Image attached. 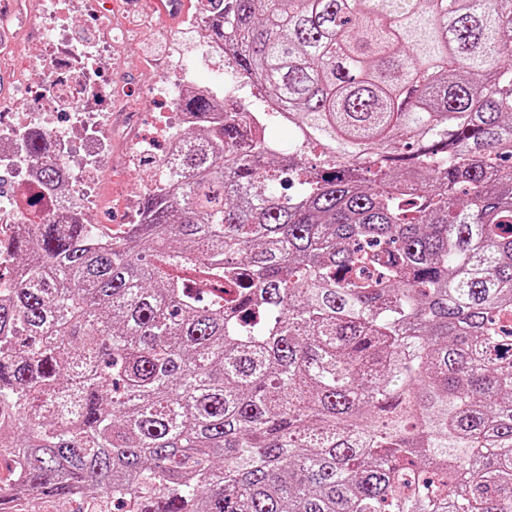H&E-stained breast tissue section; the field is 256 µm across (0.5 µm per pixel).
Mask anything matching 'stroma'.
<instances>
[{
  "label": "stroma",
  "mask_w": 512,
  "mask_h": 512,
  "mask_svg": "<svg viewBox=\"0 0 512 512\" xmlns=\"http://www.w3.org/2000/svg\"><path fill=\"white\" fill-rule=\"evenodd\" d=\"M20 8L10 28V54L0 57V98L11 101L21 110H35L41 100L36 92L22 89L15 66L17 58L35 53L36 26L30 21L29 0H18ZM99 10H78L70 22L74 36L86 40L102 36L110 30H120L124 39L112 44V79L119 91L111 110L102 113L101 124L110 130L112 142L107 159L99 166L92 198L87 206V218L93 224H122L127 219L130 202L141 201L150 184L153 170L140 162L135 143L150 134L157 113L165 111L162 101L153 98L148 88L154 81L149 69L153 58L150 46H161L160 60L177 64L180 59L193 56L198 44V33L187 19L169 16L166 27L176 29L177 42L166 41L155 31L147 10L127 9L126 0H98Z\"/></svg>",
  "instance_id": "1"
}]
</instances>
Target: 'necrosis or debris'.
Masks as SVG:
<instances>
[{
	"label": "necrosis or debris",
	"mask_w": 512,
	"mask_h": 512,
	"mask_svg": "<svg viewBox=\"0 0 512 512\" xmlns=\"http://www.w3.org/2000/svg\"><path fill=\"white\" fill-rule=\"evenodd\" d=\"M79 0H40L37 19L46 20L48 36L40 50L27 63L39 71L40 95L44 101L36 112L14 108L0 113V174L17 179L23 191L11 193L0 189V237L14 236L21 225L30 223L29 202L37 200L40 215L49 218L65 213L83 216L94 184L97 160L108 144L97 124V102L113 101L116 88L106 82L112 67L109 52L111 36H104L91 47L76 44L67 25L69 15ZM69 113L61 122L60 113ZM47 134L65 171L69 194L46 192L38 185L35 168L17 152L19 140L30 130Z\"/></svg>",
	"instance_id": "necrosis-or-debris-1"
}]
</instances>
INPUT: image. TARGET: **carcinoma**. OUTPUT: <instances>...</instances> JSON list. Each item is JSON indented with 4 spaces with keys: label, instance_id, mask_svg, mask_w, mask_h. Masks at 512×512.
Returning <instances> with one entry per match:
<instances>
[{
    "label": "carcinoma",
    "instance_id": "1",
    "mask_svg": "<svg viewBox=\"0 0 512 512\" xmlns=\"http://www.w3.org/2000/svg\"><path fill=\"white\" fill-rule=\"evenodd\" d=\"M212 2L288 152L199 91L137 234L0 241V512H512V0Z\"/></svg>",
    "mask_w": 512,
    "mask_h": 512
}]
</instances>
